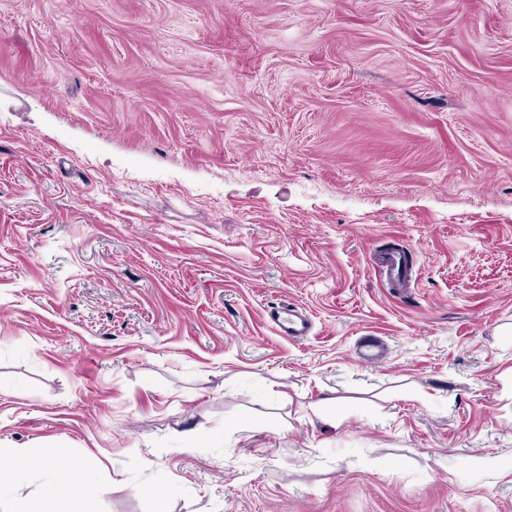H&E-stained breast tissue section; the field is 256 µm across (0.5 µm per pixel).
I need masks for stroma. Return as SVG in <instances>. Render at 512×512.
Listing matches in <instances>:
<instances>
[{"label": "stroma", "instance_id": "obj_1", "mask_svg": "<svg viewBox=\"0 0 512 512\" xmlns=\"http://www.w3.org/2000/svg\"><path fill=\"white\" fill-rule=\"evenodd\" d=\"M12 448L99 512H512V0H0ZM379 273L388 283L390 288H407V270L404 266L403 254L391 252L386 254L381 264L378 265ZM269 319L276 332L288 338L308 336L312 327L309 317L292 302L281 303Z\"/></svg>", "mask_w": 512, "mask_h": 512}]
</instances>
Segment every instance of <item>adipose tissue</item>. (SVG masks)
I'll list each match as a JSON object with an SVG mask.
<instances>
[{
	"instance_id": "adipose-tissue-1",
	"label": "adipose tissue",
	"mask_w": 512,
	"mask_h": 512,
	"mask_svg": "<svg viewBox=\"0 0 512 512\" xmlns=\"http://www.w3.org/2000/svg\"><path fill=\"white\" fill-rule=\"evenodd\" d=\"M15 484L31 482L42 473L44 485L38 491L10 500L9 512H74V498H81L83 512H96L99 490L92 474L77 460L70 461L64 474H57L53 457L39 456L26 448L12 449L6 462Z\"/></svg>"
}]
</instances>
